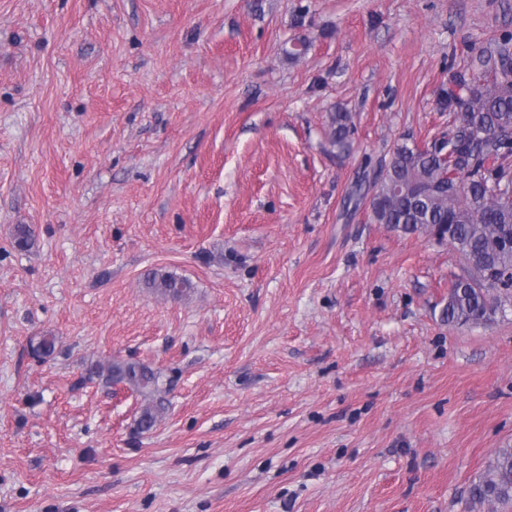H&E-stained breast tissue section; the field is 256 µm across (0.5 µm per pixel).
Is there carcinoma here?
Here are the masks:
<instances>
[{
  "instance_id": "1",
  "label": "carcinoma",
  "mask_w": 512,
  "mask_h": 512,
  "mask_svg": "<svg viewBox=\"0 0 512 512\" xmlns=\"http://www.w3.org/2000/svg\"><path fill=\"white\" fill-rule=\"evenodd\" d=\"M437 110L450 114L448 132L422 147L394 146L383 173L369 184L371 219L404 233L439 235L460 255L464 267L451 284L446 319L453 326L481 324L512 303V33L489 39L451 72ZM353 131L347 112L330 116L329 143L345 150ZM15 247L34 244L29 225L14 227ZM146 286L180 300L194 286L186 278L154 271ZM36 356L56 351L46 333L31 344ZM105 376L148 398L137 420L152 429L166 411L159 374L140 362L114 361ZM469 504L488 512L512 508V448H500L472 480Z\"/></svg>"
}]
</instances>
